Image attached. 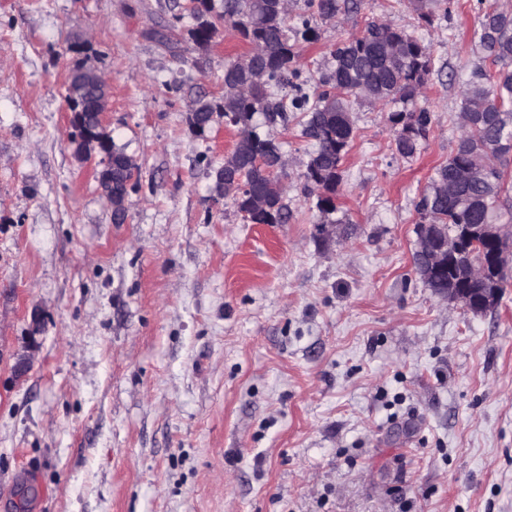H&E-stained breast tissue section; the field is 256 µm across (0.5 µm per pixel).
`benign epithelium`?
Segmentation results:
<instances>
[{
    "instance_id": "benign-epithelium-1",
    "label": "benign epithelium",
    "mask_w": 512,
    "mask_h": 512,
    "mask_svg": "<svg viewBox=\"0 0 512 512\" xmlns=\"http://www.w3.org/2000/svg\"><path fill=\"white\" fill-rule=\"evenodd\" d=\"M92 90L106 91L105 79L96 71L83 65L71 70L66 87V101L69 109L82 106ZM106 97L95 103L96 126L92 134L79 140L82 147L101 148L105 141L103 132V114ZM104 168L98 173V181L103 195L112 205V213L125 214L126 194L113 190L112 157L103 154ZM270 166L266 167L268 183L264 194L275 198L281 189L277 176L286 169V160L280 152L269 157ZM415 255L425 264L427 274H439L449 268L460 267L465 270L471 284H484V287L457 288L454 282L441 289V295L448 302L460 304L473 314H483L499 304L504 281L501 276L512 264V226L509 224H469L457 234L448 232L438 224L418 226Z\"/></svg>"
}]
</instances>
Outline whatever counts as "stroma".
I'll use <instances>...</instances> for the list:
<instances>
[{"mask_svg":"<svg viewBox=\"0 0 512 512\" xmlns=\"http://www.w3.org/2000/svg\"><path fill=\"white\" fill-rule=\"evenodd\" d=\"M454 2L430 28L407 0L314 19L308 72L379 17L434 61L415 156L355 106L325 236L297 120L268 130L288 223L247 222L215 189L236 131L190 113L248 50L231 27L205 50L173 21L188 0H0V512H512V285L475 315L413 264L480 58L472 0ZM171 23L172 49L155 36ZM78 62L138 167L121 224L100 154L71 141ZM106 87L105 79L96 71L85 68L82 64L76 69L72 68L65 95L70 111L81 107L91 90L106 93Z\"/></svg>","mask_w":512,"mask_h":512,"instance_id":"stroma-1","label":"stroma"}]
</instances>
